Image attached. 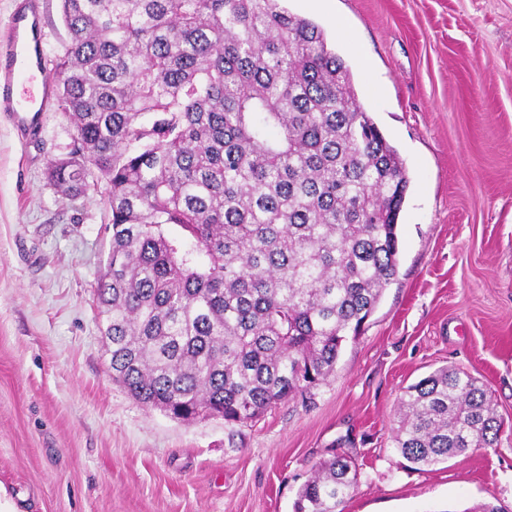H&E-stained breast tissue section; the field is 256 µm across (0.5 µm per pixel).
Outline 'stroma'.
I'll return each mask as SVG.
<instances>
[{
    "label": "stroma",
    "mask_w": 512,
    "mask_h": 512,
    "mask_svg": "<svg viewBox=\"0 0 512 512\" xmlns=\"http://www.w3.org/2000/svg\"><path fill=\"white\" fill-rule=\"evenodd\" d=\"M284 5L324 29L404 162L395 281L311 393L242 425L174 420L112 380L107 204L47 178L71 142L55 99L28 134L0 115V512H293L341 454L359 471L342 512H512V0ZM446 365L484 383L510 428L415 466L393 440L397 404Z\"/></svg>",
    "instance_id": "stroma-1"
}]
</instances>
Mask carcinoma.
I'll return each mask as SVG.
<instances>
[{"mask_svg":"<svg viewBox=\"0 0 512 512\" xmlns=\"http://www.w3.org/2000/svg\"><path fill=\"white\" fill-rule=\"evenodd\" d=\"M281 2L61 0L51 71L72 147L47 177L71 200L105 184L112 380L185 422L244 424L323 384L398 273L403 160L324 31ZM399 414L417 466L504 428L448 366ZM357 479L349 456L319 463L294 512H338Z\"/></svg>","mask_w":512,"mask_h":512,"instance_id":"1","label":"carcinoma"}]
</instances>
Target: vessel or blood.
Here are the masks:
<instances>
[{
    "instance_id": "vessel-or-blood-1",
    "label": "vessel or blood",
    "mask_w": 512,
    "mask_h": 512,
    "mask_svg": "<svg viewBox=\"0 0 512 512\" xmlns=\"http://www.w3.org/2000/svg\"><path fill=\"white\" fill-rule=\"evenodd\" d=\"M42 15L37 0H17L0 47V112L20 129L32 128L34 103L52 92L53 79L39 64Z\"/></svg>"
}]
</instances>
